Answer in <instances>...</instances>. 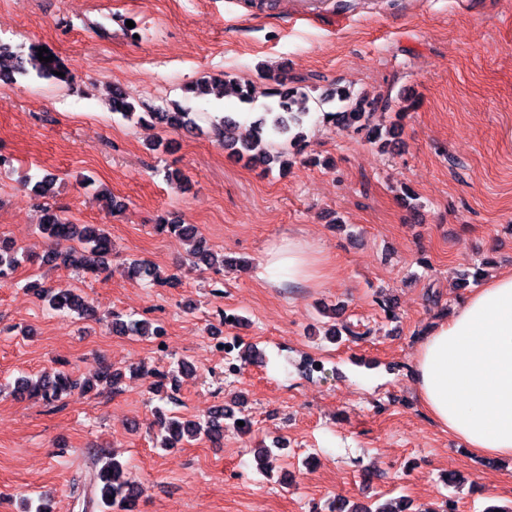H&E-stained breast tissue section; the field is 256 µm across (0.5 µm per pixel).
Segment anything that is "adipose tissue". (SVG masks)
<instances>
[{
	"label": "adipose tissue",
	"instance_id": "ef3b65f1",
	"mask_svg": "<svg viewBox=\"0 0 512 512\" xmlns=\"http://www.w3.org/2000/svg\"><path fill=\"white\" fill-rule=\"evenodd\" d=\"M271 283L321 275V259L291 238L264 257ZM419 398L433 418L479 455L512 457V273L468 293L447 320L434 324L413 360Z\"/></svg>",
	"mask_w": 512,
	"mask_h": 512
}]
</instances>
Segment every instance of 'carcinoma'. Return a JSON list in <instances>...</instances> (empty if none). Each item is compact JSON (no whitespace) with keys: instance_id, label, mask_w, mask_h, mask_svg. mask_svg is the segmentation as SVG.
<instances>
[{"instance_id":"obj_1","label":"carcinoma","mask_w":512,"mask_h":512,"mask_svg":"<svg viewBox=\"0 0 512 512\" xmlns=\"http://www.w3.org/2000/svg\"><path fill=\"white\" fill-rule=\"evenodd\" d=\"M64 76H58V73ZM37 78L67 82L70 74L59 59L50 62L39 60L36 53L23 55L13 49L8 43H0V80L14 82L16 78ZM265 78L277 83L279 89L273 91L277 101L269 106L251 125L250 138L242 139L238 136L236 120L230 116H223L219 122L213 124L215 136L224 146V152L230 158H247L254 165L263 167L267 171L271 164L281 161L286 149L300 148L304 138V124L310 114V96L297 87H285L284 79L271 72L265 73ZM185 93L195 97L213 94L217 98L234 96L241 101H248L251 97L250 86L231 79L227 76L214 77L210 80L196 82L185 88ZM337 102L336 110L323 113L326 121L336 125L341 131H354L365 133V138L375 143L385 135H395L396 127L387 129L370 125L369 116L373 110L374 102L351 91H340L329 88L318 99V104ZM112 109L124 116L134 114V106L127 101L123 91L112 87ZM165 125L173 130L193 132L199 129L191 112L179 103L170 107H157L148 110L140 120ZM276 135L283 140L282 147L275 149L270 137ZM55 186V176L44 175L33 186L34 195L44 200L43 215L39 224L40 232L55 245L64 242H78L84 250L83 268L93 274L106 270L112 258V240L100 224H76L65 216L61 210L50 203ZM162 229L188 241L192 245V255L207 267L224 266V257L217 256L213 250L205 245L198 236L196 228L191 224H162ZM19 264L18 250L11 246L0 244V280L9 278ZM128 273L137 279H151L160 281L155 267L133 261L128 265ZM39 298L58 310H66L80 318L93 316V309L84 296L71 288L40 289ZM115 325L127 335L133 336H161L164 328L146 319H130L123 321L115 318ZM86 379L108 380L112 389H117L118 378L112 373V367L99 362L86 373ZM86 383L64 371H55L42 374L33 381L27 377H19L15 381L13 394L20 397H38L49 405L62 399V395L72 396L75 392H85ZM165 435L161 436V447L175 448L185 441L197 440L206 437L211 441H218L224 437V410H216L204 422L196 420H181L172 416L161 422ZM95 462L103 465L88 476L83 485L82 508L83 512H132L139 500L142 490L135 482L126 477V469L115 458L103 460V451L95 454Z\"/></svg>"}]
</instances>
